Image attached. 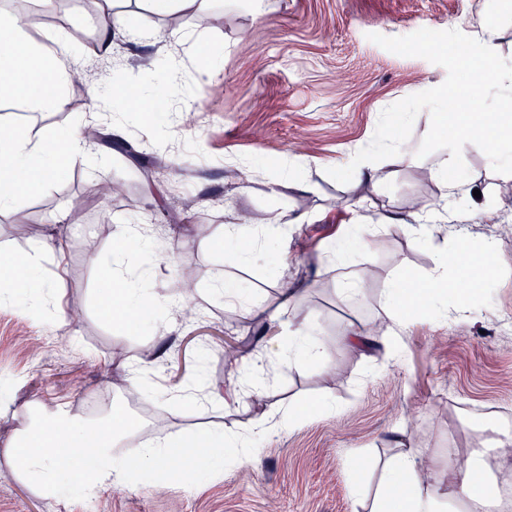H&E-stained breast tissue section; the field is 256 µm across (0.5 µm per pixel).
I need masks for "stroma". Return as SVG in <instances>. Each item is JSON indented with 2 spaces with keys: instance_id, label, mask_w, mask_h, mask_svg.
I'll return each instance as SVG.
<instances>
[{
  "instance_id": "obj_1",
  "label": "stroma",
  "mask_w": 512,
  "mask_h": 512,
  "mask_svg": "<svg viewBox=\"0 0 512 512\" xmlns=\"http://www.w3.org/2000/svg\"><path fill=\"white\" fill-rule=\"evenodd\" d=\"M487 14L497 19L494 50L512 61V0H214L202 17H160L142 4L129 20L132 36L115 37L112 55L96 57L94 0H57L39 28L68 29L88 78L73 88L67 111L36 114L33 131L93 124L94 96L112 89L115 74L148 77L168 56L182 68L166 75L161 108L115 113V128L95 147L106 167H68L0 212L2 254L19 259L45 244L67 245L65 265L45 256L39 283L26 286L28 304L0 300V512H370L384 461L409 448L421 449L437 482L449 485V446L464 462L479 443L477 419L512 417V331L503 326L512 317V234L466 214L439 225L443 236L497 241L483 298L466 319L415 314L392 340L384 331L390 281L423 287L437 263L403 227L417 200L441 194L440 152L416 156L429 112L417 116L400 155L386 159L390 180L357 191L365 200L356 210L347 207L355 191L326 170L349 164L370 143L386 107L447 77L442 66L393 54L370 34L457 29L476 38ZM210 51L218 57L212 70ZM159 123L169 127L161 151L149 145ZM289 159L304 187L279 183L277 165ZM461 170L469 185L495 184L493 213L512 216V179H496L482 151L467 152ZM274 211L292 220L288 238L242 263L224 241L225 224L244 215L258 228ZM390 214L399 223H387ZM353 223L365 225V246L335 266L327 255ZM125 224L144 225L158 252L147 276L127 273L130 287L174 296L191 281V311L170 303L145 324L105 315L107 280L97 259L113 251ZM219 277L239 283L243 299L212 294ZM303 279L311 288L282 310L283 283ZM347 279L361 283L351 300L337 293ZM304 320L325 343L326 361L272 369L261 397L241 395L224 411L229 427L279 407L300 411L295 428L272 429L260 441L256 461L243 463L228 447L188 481L171 479L165 464L138 487L90 493L70 480L54 496L12 471L6 444L35 401L124 420L137 443L202 432L212 415L177 408L185 388L200 378L206 390H223L240 378L239 359L287 339ZM352 324L373 326L372 345L344 339ZM138 358L161 389L155 400L129 394L123 364ZM315 403L331 409L310 413ZM356 457L365 471L353 469Z\"/></svg>"
}]
</instances>
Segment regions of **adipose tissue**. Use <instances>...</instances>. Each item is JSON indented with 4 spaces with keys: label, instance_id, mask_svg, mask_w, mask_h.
<instances>
[{
    "label": "adipose tissue",
    "instance_id": "1",
    "mask_svg": "<svg viewBox=\"0 0 512 512\" xmlns=\"http://www.w3.org/2000/svg\"><path fill=\"white\" fill-rule=\"evenodd\" d=\"M37 22L6 9H0V107L16 104L23 111L37 113L46 109L64 110L73 83V54L69 35L64 29L55 30L43 39L32 37ZM160 98L158 89L144 87L140 81L124 78L117 82L112 96L102 97L98 116L102 122L112 120V100L122 104H137L139 111L155 106ZM455 133L448 139V152L438 163L435 174L443 187L440 208L417 216L407 230L415 239L433 247L439 262L426 278L422 288H410L392 280L385 294L389 318L395 326L409 319L422 307H430L439 316H447L449 302H456L461 315L471 312L463 281L471 273L485 268L495 260L498 248L495 240H485L479 250L458 234L439 239L434 235L435 224L452 220L467 210L474 198L490 203L489 190L473 194L458 178L464 150L474 147L483 151L495 172L512 177V118L493 117L473 129L466 115L452 114ZM91 152L79 130L65 134H49L32 139L26 127H0V211L11 208L17 199L37 183L53 178L69 164L86 161ZM227 232L237 237L241 245V261L253 259L255 234H262L268 245L279 243L288 234L287 224L279 217H270L261 230L249 225L230 224ZM135 255L141 270H148L154 258L153 244L137 224L124 226L120 245L113 254L101 257L109 282L108 300L113 311L124 315L127 322L140 321L147 313L164 303L158 292L133 294L119 267L126 255ZM326 357L323 344L314 339L310 325L302 323L288 344L273 345L265 351V364H285L297 359L313 363ZM265 364L249 361V379L243 389H229L227 395H215L220 406H228L240 391L261 395L266 382ZM268 424L259 420L246 428L232 431L223 423L211 425L199 435L182 444L162 441L157 446L132 449L133 465L152 472L162 460L182 454V473L193 476L202 455L220 454L226 443L240 450L242 462L255 461L259 455L258 439L266 433ZM124 441L115 426L102 422L90 425L81 415L62 408L29 417L15 432L10 445L11 465L16 475L45 493L61 488L59 470L62 459L71 463L70 476L90 490L123 486L129 482V468L116 453ZM495 502L486 490L484 463L481 455L466 459L461 478L453 492L441 491L435 479L420 460L417 451L391 460L384 473L382 489L370 512H489Z\"/></svg>",
    "mask_w": 512,
    "mask_h": 512
}]
</instances>
